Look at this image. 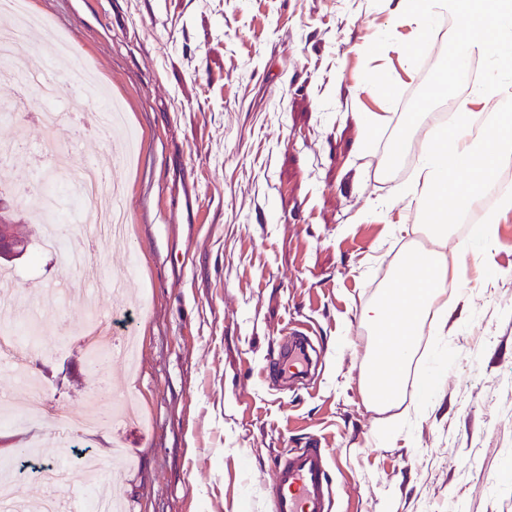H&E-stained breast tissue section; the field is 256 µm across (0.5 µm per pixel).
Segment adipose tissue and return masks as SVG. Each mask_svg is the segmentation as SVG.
<instances>
[{
	"label": "adipose tissue",
	"mask_w": 512,
	"mask_h": 512,
	"mask_svg": "<svg viewBox=\"0 0 512 512\" xmlns=\"http://www.w3.org/2000/svg\"><path fill=\"white\" fill-rule=\"evenodd\" d=\"M395 14L421 28L441 15L459 18L460 26L448 31V44L454 50L448 59L449 73L457 74L461 58L474 53L489 59L496 71L495 80L459 100L450 130L421 139L420 162L403 189L416 200L424 223L444 240L454 216L478 202L497 171L512 164V0H397ZM447 157L468 163L469 174L449 178L442 164ZM424 259L422 280L396 279L382 299L362 310L363 322L377 329L376 344L392 343L400 352L401 360L391 372L388 394L392 397L401 388L416 325L446 296V282L458 281L461 274L460 257L430 252ZM390 303L400 306L403 319L389 317Z\"/></svg>",
	"instance_id": "1"
}]
</instances>
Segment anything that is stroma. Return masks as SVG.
<instances>
[{
	"instance_id": "obj_1",
	"label": "stroma",
	"mask_w": 512,
	"mask_h": 512,
	"mask_svg": "<svg viewBox=\"0 0 512 512\" xmlns=\"http://www.w3.org/2000/svg\"><path fill=\"white\" fill-rule=\"evenodd\" d=\"M125 105L139 142L115 162L128 198V249L99 243L101 281L75 267L81 246L70 212L81 137L98 107L83 103L71 135L67 183L57 193L59 251L18 197L37 189L40 132L0 161V216L28 234L10 260L21 315L43 328L30 360L47 416L37 463L55 461V489L22 467L17 498L59 495L84 512L96 491L84 471L108 466L122 437L130 467L113 492L126 512H273L272 459L309 438L331 460L339 512H512V213L490 237L452 226L463 287L446 323L422 328L406 389L373 405L362 378L374 332L361 308L418 243L414 202L397 190L414 174L419 142L446 100L424 60L370 59L366 41L406 40L393 0H30ZM389 97L369 95L374 73ZM385 115L357 155L360 117ZM400 146L402 172L381 174ZM140 305L114 306L106 281L128 260ZM140 339V368L93 365L82 340L86 298ZM306 327L319 354L310 380L265 381V357L284 328ZM136 396L137 418L106 420L62 456L51 411H109Z\"/></svg>"
}]
</instances>
